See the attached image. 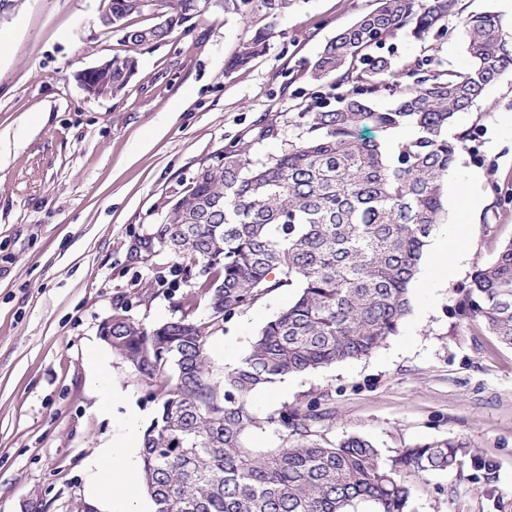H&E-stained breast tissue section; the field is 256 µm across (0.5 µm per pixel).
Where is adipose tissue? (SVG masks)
<instances>
[{"mask_svg": "<svg viewBox=\"0 0 512 512\" xmlns=\"http://www.w3.org/2000/svg\"><path fill=\"white\" fill-rule=\"evenodd\" d=\"M124 403V425L120 435L103 441L86 463L87 490L100 512H147L141 502L133 473L141 448L137 423L139 415L132 403Z\"/></svg>", "mask_w": 512, "mask_h": 512, "instance_id": "obj_1", "label": "adipose tissue"}]
</instances>
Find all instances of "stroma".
Masks as SVG:
<instances>
[{"instance_id": "obj_1", "label": "stroma", "mask_w": 512, "mask_h": 512, "mask_svg": "<svg viewBox=\"0 0 512 512\" xmlns=\"http://www.w3.org/2000/svg\"><path fill=\"white\" fill-rule=\"evenodd\" d=\"M378 3L209 0L185 32L133 51L102 27L101 0H23L0 23V512H70L87 499L84 462L124 414L103 409L101 392L119 387L154 417L102 324L119 307L148 328L179 317V258L152 241L156 225L226 148L251 141L252 160L265 162L300 134L298 112L336 102L342 87L314 81L312 67ZM445 25L451 36L419 41L402 30L378 52L398 69L421 58L468 68L457 17ZM256 38L265 53L231 70ZM127 52L138 69L126 87L88 96L78 73ZM267 126L272 135L260 136ZM455 131L466 141L443 182L440 231L468 227L459 270L446 287L412 289L410 314L372 354L289 376L252 403L261 416L317 406L312 440L359 435L385 459L420 443H464L458 467L413 478L411 512H512V348L465 312L474 270L512 242V69ZM475 197L485 203L473 215ZM293 298L278 290L237 314L210 343L214 371L234 366ZM476 457L492 471L474 468Z\"/></svg>"}]
</instances>
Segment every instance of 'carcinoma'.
<instances>
[{"instance_id":"cac0c4a2","label":"carcinoma","mask_w":512,"mask_h":512,"mask_svg":"<svg viewBox=\"0 0 512 512\" xmlns=\"http://www.w3.org/2000/svg\"><path fill=\"white\" fill-rule=\"evenodd\" d=\"M112 3V31L131 47L165 42L203 10L202 0H161L150 24L132 19L140 0ZM459 0H380L336 33L311 77L348 90L332 108L298 113L302 132L258 166L250 144L201 167L154 238L182 259L181 316L148 330L118 309L112 351L158 400L143 433L144 486L155 512H409L410 474L455 468L465 444L442 440L400 448L384 462L373 443L309 440L303 413L284 404L259 417L255 392L288 375L367 356L411 312L410 289L440 224L442 180L464 138L448 126L512 67V42L489 13L464 15ZM458 16L470 66L447 73L410 64L396 71L371 50L403 29L418 40L448 33ZM130 54L85 75V91L120 93L135 73ZM394 97L377 108L370 97ZM415 129L385 145L388 133ZM293 301L257 333L246 355L218 376L209 345L228 322L273 291ZM206 304L209 317L193 318ZM467 314L512 347V243L476 269ZM273 429L276 448L248 438Z\"/></svg>"}]
</instances>
